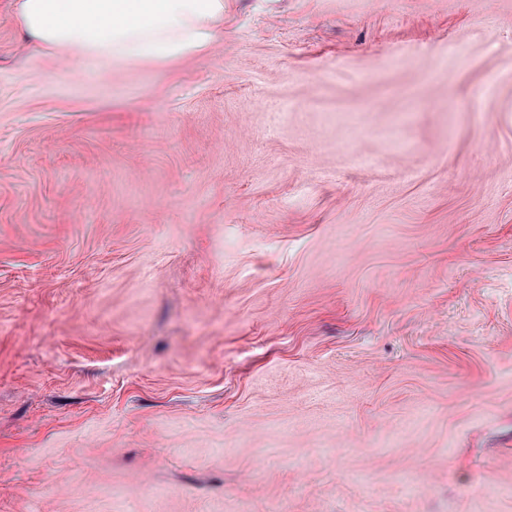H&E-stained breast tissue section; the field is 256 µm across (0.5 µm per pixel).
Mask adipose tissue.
<instances>
[{
  "mask_svg": "<svg viewBox=\"0 0 512 512\" xmlns=\"http://www.w3.org/2000/svg\"><path fill=\"white\" fill-rule=\"evenodd\" d=\"M20 32L93 74L113 62L166 61L208 48L224 0H13Z\"/></svg>",
  "mask_w": 512,
  "mask_h": 512,
  "instance_id": "adipose-tissue-1",
  "label": "adipose tissue"
}]
</instances>
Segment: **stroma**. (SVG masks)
Listing matches in <instances>:
<instances>
[{"instance_id": "obj_1", "label": "stroma", "mask_w": 512, "mask_h": 512, "mask_svg": "<svg viewBox=\"0 0 512 512\" xmlns=\"http://www.w3.org/2000/svg\"><path fill=\"white\" fill-rule=\"evenodd\" d=\"M0 0V512H512V0H224L76 75Z\"/></svg>"}]
</instances>
